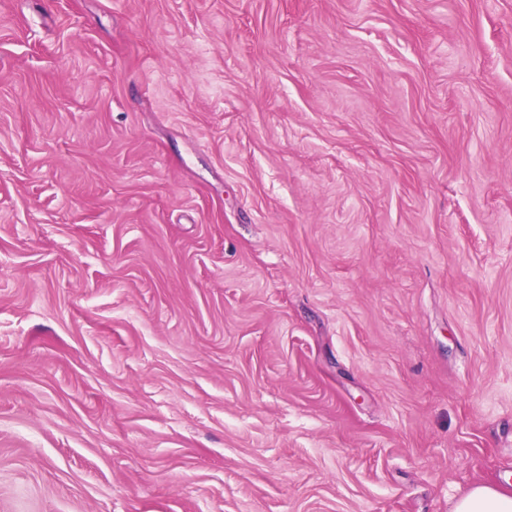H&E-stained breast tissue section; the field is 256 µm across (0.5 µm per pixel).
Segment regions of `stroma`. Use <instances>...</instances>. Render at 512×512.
<instances>
[{
	"label": "stroma",
	"mask_w": 512,
	"mask_h": 512,
	"mask_svg": "<svg viewBox=\"0 0 512 512\" xmlns=\"http://www.w3.org/2000/svg\"><path fill=\"white\" fill-rule=\"evenodd\" d=\"M508 475L512 0H0V512Z\"/></svg>",
	"instance_id": "1"
}]
</instances>
